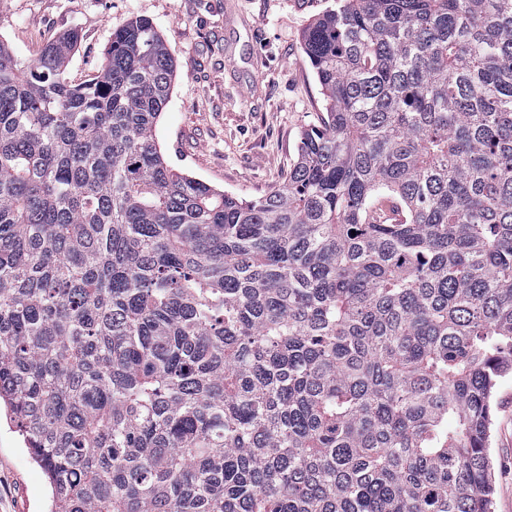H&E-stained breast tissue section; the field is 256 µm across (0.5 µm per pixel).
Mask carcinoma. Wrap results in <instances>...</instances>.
Segmentation results:
<instances>
[{"instance_id":"carcinoma-1","label":"carcinoma","mask_w":512,"mask_h":512,"mask_svg":"<svg viewBox=\"0 0 512 512\" xmlns=\"http://www.w3.org/2000/svg\"><path fill=\"white\" fill-rule=\"evenodd\" d=\"M0 41V404L49 512H493L512 0H336L325 112L251 199L178 174L175 60Z\"/></svg>"}]
</instances>
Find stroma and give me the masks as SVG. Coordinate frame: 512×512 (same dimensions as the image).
Listing matches in <instances>:
<instances>
[{"instance_id": "stroma-1", "label": "stroma", "mask_w": 512, "mask_h": 512, "mask_svg": "<svg viewBox=\"0 0 512 512\" xmlns=\"http://www.w3.org/2000/svg\"><path fill=\"white\" fill-rule=\"evenodd\" d=\"M332 0H0V40L37 59L75 28L67 70L96 73L113 30L134 16L154 22L176 65L157 138L176 172L255 198L277 188L299 134L321 117L323 96L302 34ZM494 512H512V376L497 388L491 437ZM48 486L18 433L0 422V512H45Z\"/></svg>"}]
</instances>
